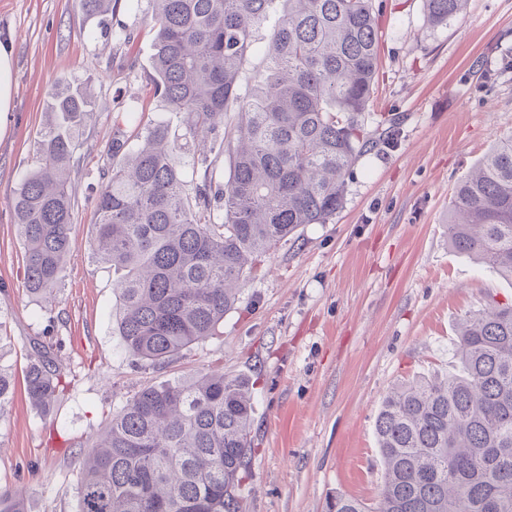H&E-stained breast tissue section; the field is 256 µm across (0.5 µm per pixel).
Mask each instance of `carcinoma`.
<instances>
[{"label": "carcinoma", "mask_w": 512, "mask_h": 512, "mask_svg": "<svg viewBox=\"0 0 512 512\" xmlns=\"http://www.w3.org/2000/svg\"><path fill=\"white\" fill-rule=\"evenodd\" d=\"M156 29L154 94L180 119L143 142L95 190L91 249L120 274L113 318L125 352L161 368L215 335L241 284L305 224L342 207L357 157L374 143L365 112L379 65L373 0H148ZM434 26L468 0H424ZM112 0H78L87 16ZM268 35L265 70L243 83L255 33ZM54 120L37 141L13 198L25 253V287L53 321L70 252L68 191L93 109L88 89L53 88ZM234 114V137L224 121ZM221 139L227 181L204 152ZM203 170L186 193V163ZM448 242L512 282V134L498 139L456 185ZM25 371L32 404L51 410L62 367L56 345L32 339ZM458 369L397 383L375 422L383 466L370 506L338 494L328 512H512V302L493 301L456 329ZM14 387L0 361V411ZM252 384L224 369L146 386L112 413L78 460L77 512H238L250 458ZM26 491L0 494V512H25Z\"/></svg>", "instance_id": "carcinoma-1"}]
</instances>
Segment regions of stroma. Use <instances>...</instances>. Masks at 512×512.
I'll return each mask as SVG.
<instances>
[{
	"label": "stroma",
	"mask_w": 512,
	"mask_h": 512,
	"mask_svg": "<svg viewBox=\"0 0 512 512\" xmlns=\"http://www.w3.org/2000/svg\"><path fill=\"white\" fill-rule=\"evenodd\" d=\"M147 0H117L106 21L78 0H0V38L15 45L14 109L0 131V340L14 371L0 412V490L27 487V512H75L80 442L139 389L223 368L253 384L254 452L240 512H326L336 493L374 503L382 482L375 421L386 392L444 375L458 322L512 285L448 243L458 182L512 133V0H468L432 25L423 0H382L380 67L369 118L394 139L359 156L342 209L281 242L245 282L216 335L160 370L125 354L112 313L114 274L91 254L94 190L168 119L151 84L155 31ZM130 40L117 39V30ZM86 83L95 112L75 156V231L47 324L24 286L12 199L52 115L57 82ZM58 342L67 387L50 415L30 403V341Z\"/></svg>",
	"instance_id": "obj_1"
}]
</instances>
